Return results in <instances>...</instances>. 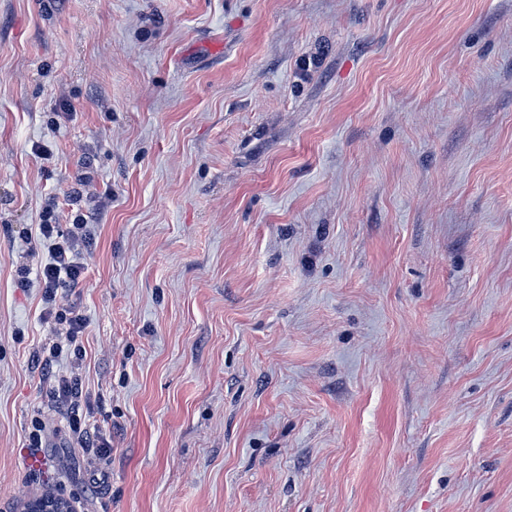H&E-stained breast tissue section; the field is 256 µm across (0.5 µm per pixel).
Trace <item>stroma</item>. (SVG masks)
Wrapping results in <instances>:
<instances>
[{"label":"stroma","instance_id":"stroma-1","mask_svg":"<svg viewBox=\"0 0 512 512\" xmlns=\"http://www.w3.org/2000/svg\"><path fill=\"white\" fill-rule=\"evenodd\" d=\"M80 180L84 352L46 364L17 270ZM45 493L512 512V0H0V512ZM51 394L53 401L66 412L73 440L87 447V441L90 438L100 436L94 423L87 416V412L84 413L86 401L82 381L78 375L72 372L54 376Z\"/></svg>","mask_w":512,"mask_h":512}]
</instances>
